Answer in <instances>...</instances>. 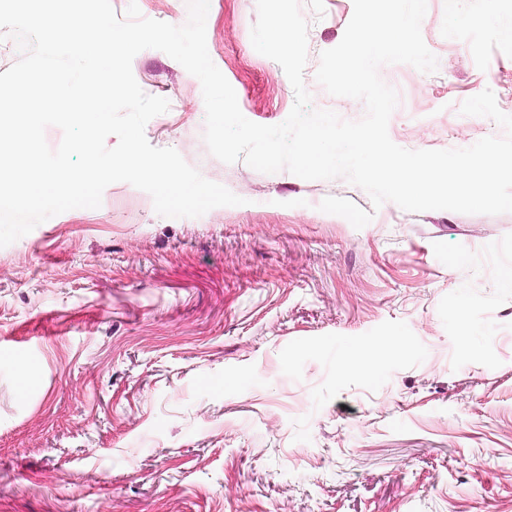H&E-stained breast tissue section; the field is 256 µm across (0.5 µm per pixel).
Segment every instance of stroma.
<instances>
[{"mask_svg":"<svg viewBox=\"0 0 512 512\" xmlns=\"http://www.w3.org/2000/svg\"><path fill=\"white\" fill-rule=\"evenodd\" d=\"M304 83L343 119L362 101L315 78L353 0H303ZM256 0H210L209 55L243 115L277 125L295 92L257 53ZM436 72L381 67L409 150L502 135L512 0H427ZM133 75L169 109L145 127L240 197L159 216L117 182L0 248V512H512V213L408 212L337 178L226 164L199 80L162 51ZM397 338L368 375L355 347Z\"/></svg>","mask_w":512,"mask_h":512,"instance_id":"stroma-1","label":"stroma"}]
</instances>
